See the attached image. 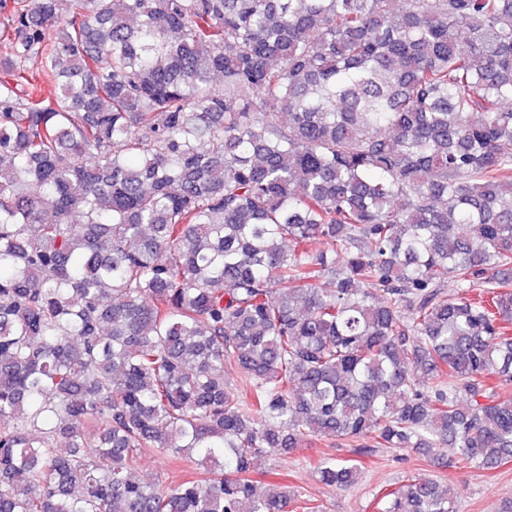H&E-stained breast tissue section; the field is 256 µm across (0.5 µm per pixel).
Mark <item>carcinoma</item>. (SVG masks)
Returning <instances> with one entry per match:
<instances>
[{"mask_svg": "<svg viewBox=\"0 0 512 512\" xmlns=\"http://www.w3.org/2000/svg\"><path fill=\"white\" fill-rule=\"evenodd\" d=\"M393 3L0 0V512H323L251 467L318 437L512 461V0ZM139 468L150 473L165 484L180 482L190 469L186 463L172 457H160L150 449H145L139 460Z\"/></svg>", "mask_w": 512, "mask_h": 512, "instance_id": "cac0c4a2", "label": "carcinoma"}]
</instances>
